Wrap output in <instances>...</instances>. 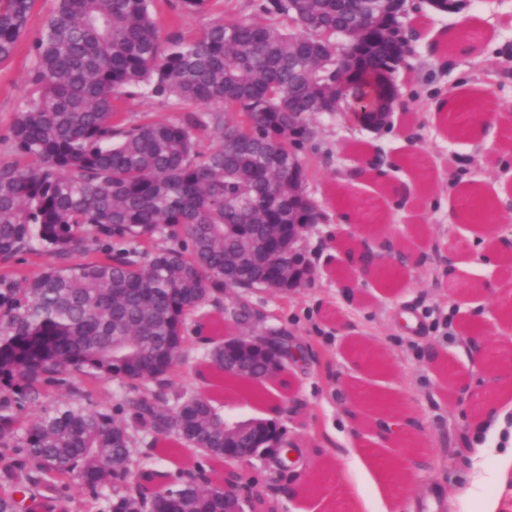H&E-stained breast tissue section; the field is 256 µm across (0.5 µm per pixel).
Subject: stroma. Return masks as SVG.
<instances>
[{"label": "stroma", "mask_w": 512, "mask_h": 512, "mask_svg": "<svg viewBox=\"0 0 512 512\" xmlns=\"http://www.w3.org/2000/svg\"><path fill=\"white\" fill-rule=\"evenodd\" d=\"M53 6L36 0L27 34L13 57L0 64V158H13L7 138L15 112L28 90L33 65L31 44ZM153 15L163 34L193 38L213 20L229 15L267 22L255 0H215L210 11L182 12L177 0H155ZM417 32L415 52L399 70V97L392 124L380 132L353 125L339 112H315L317 131L300 156L309 169L307 190L324 213L301 242L314 276L285 293L228 291L225 302L244 300L256 313L253 331L283 330L299 351L283 380L261 383L263 399L238 390L224 402L226 417L277 418L298 462L280 473L256 461L241 471L242 482L259 493L256 512H348L336 473L352 467V448H366L375 461L359 492L373 499V481L387 483V512H427L430 493L452 499L437 512H475L488 494L500 498V512H512V475L499 479L493 460L482 463L481 480H471L467 451L470 419L480 413L498 387L497 368L472 358L466 333L481 327V346L496 354L512 326L503 321V300L512 282L496 278L490 240L476 224L455 221L474 187L509 182L512 156L489 160L474 129L490 111L512 114V0H466L454 14L426 8L410 13ZM469 28L479 37L475 52L439 57L430 49L446 33ZM458 92L467 97L462 129L452 117H439L436 102ZM119 111L132 120L149 116L178 119L187 105L136 93L123 96ZM383 150L391 166L387 188L375 179L347 182L343 171L368 164ZM406 241L409 265L398 268L397 282L352 269L343 244L377 246L383 238ZM414 317L407 326L404 316ZM218 311L193 316L188 323L191 349L176 368L175 387L201 385L195 370L222 338ZM421 423L416 441L385 437L393 417Z\"/></svg>", "instance_id": "stroma-1"}]
</instances>
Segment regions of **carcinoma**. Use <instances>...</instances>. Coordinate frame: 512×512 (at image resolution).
Instances as JSON below:
<instances>
[{
    "label": "carcinoma",
    "instance_id": "1",
    "mask_svg": "<svg viewBox=\"0 0 512 512\" xmlns=\"http://www.w3.org/2000/svg\"><path fill=\"white\" fill-rule=\"evenodd\" d=\"M34 4L0 0V63ZM151 4L53 0L32 43L8 132L30 162L0 160V263L49 262L0 274V512H31L28 499L68 512L73 488L94 512L106 487L107 512H224L238 471L216 484L201 468L171 480L126 460L151 459L168 435L224 459V405L169 378L189 358L186 321L212 305L247 323L246 304L224 307V269L249 263L231 285L259 288L280 271L256 244L261 225L325 219L288 179V156L316 135L308 114L352 120L368 111L366 77L386 85L397 70L396 29L374 0H258L274 23L215 20L190 41L164 37ZM136 90L195 111L129 121L115 101ZM229 105L249 118L237 138L224 133ZM394 253L385 241L348 261L381 273ZM200 366L202 379L224 372V344ZM103 378L119 383L127 415L96 408Z\"/></svg>",
    "mask_w": 512,
    "mask_h": 512
}]
</instances>
